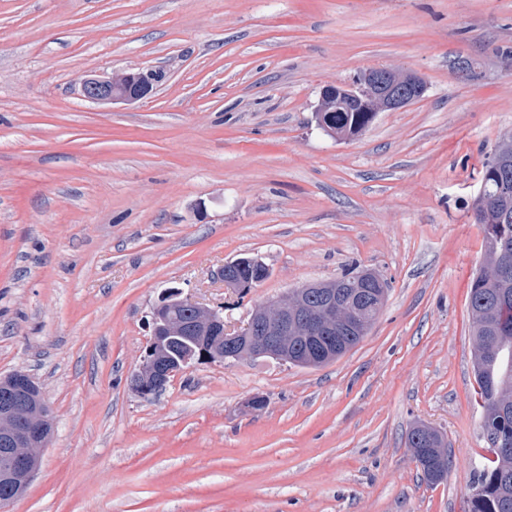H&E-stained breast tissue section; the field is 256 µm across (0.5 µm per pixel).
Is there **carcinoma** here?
I'll list each match as a JSON object with an SVG mask.
<instances>
[{
  "label": "carcinoma",
  "instance_id": "cac0c4a2",
  "mask_svg": "<svg viewBox=\"0 0 512 512\" xmlns=\"http://www.w3.org/2000/svg\"><path fill=\"white\" fill-rule=\"evenodd\" d=\"M321 108L323 111L316 113L317 124L334 138L359 137L369 127L366 112H338L333 99L324 100ZM480 187L484 256L468 294L475 340V392L483 411L481 432L495 435L511 452L502 455L499 449H491L492 458L472 480L481 492L472 500L469 512H512V136L495 146L483 167ZM234 276L249 290L265 281L269 270L255 257H240ZM335 284L346 292L376 287L375 275L363 269L344 274ZM193 348L191 339L175 337L167 343L166 352L180 360ZM407 442L429 482L447 476L450 460L437 430L416 425Z\"/></svg>",
  "mask_w": 512,
  "mask_h": 512
}]
</instances>
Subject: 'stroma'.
<instances>
[{"instance_id":"35a3bbf8","label":"stroma","mask_w":512,"mask_h":512,"mask_svg":"<svg viewBox=\"0 0 512 512\" xmlns=\"http://www.w3.org/2000/svg\"><path fill=\"white\" fill-rule=\"evenodd\" d=\"M371 68L426 91L330 137L321 89ZM132 70L164 78L134 104L83 99L84 75ZM510 136L512 0H0V378L26 371L54 419L0 512H465L491 456L475 200ZM244 255L270 272L245 295L218 278ZM362 267L386 302L335 361L198 363L136 392L164 289L235 332ZM419 423L447 444L435 484ZM415 437H418L417 442ZM407 442L430 483H437L447 476L450 460L442 449L444 439L437 430L423 424L416 425L408 433Z\"/></svg>"}]
</instances>
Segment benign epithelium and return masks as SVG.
Here are the masks:
<instances>
[{"label": "benign epithelium", "instance_id": "benign-epithelium-1", "mask_svg": "<svg viewBox=\"0 0 512 512\" xmlns=\"http://www.w3.org/2000/svg\"><path fill=\"white\" fill-rule=\"evenodd\" d=\"M162 75L157 71H137L110 77L89 75L81 83L82 96L99 105L117 103L132 104L149 97L156 89ZM375 92V106L363 107V112H386L405 108L423 97L425 84L415 75L404 81L392 76L385 69H371L362 74L356 83L349 86L328 85L322 94L331 95L339 101L354 103L361 101L366 91ZM306 289L301 287L290 295L256 308L245 327L233 333L224 329V317L220 312L196 303L175 289L163 296L151 316V338L133 376L139 394L164 389L169 379L194 363L203 361L235 362L246 357L270 356L285 362L290 361L289 344L295 339L311 343L307 353V365L313 367L336 358L347 345H334L342 337L332 339L327 332L338 325L341 332L364 333L373 322L365 312L369 309L379 313L384 304L383 289L355 296L345 302L336 300V290L330 288L321 293V303L315 315L307 305L297 301ZM190 306L196 317L190 329L166 319L167 306ZM192 333L200 338L198 353L171 363L166 357V344L174 336ZM9 383L19 396L34 390L33 380L25 371H15L8 376ZM17 410L10 404L0 409V483L13 487L14 495L24 493L39 465L38 451L47 446L53 433V417L38 397L33 405L16 420Z\"/></svg>", "mask_w": 512, "mask_h": 512}]
</instances>
